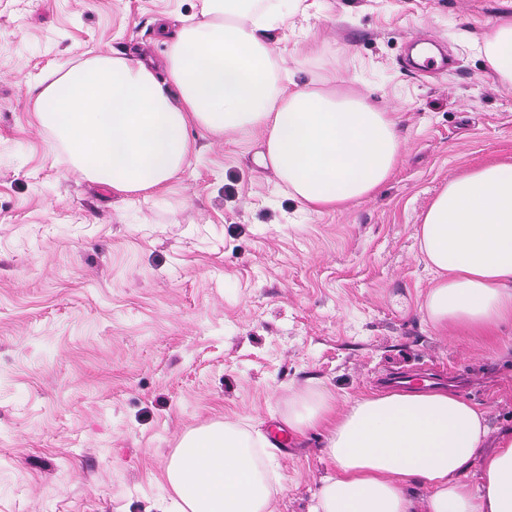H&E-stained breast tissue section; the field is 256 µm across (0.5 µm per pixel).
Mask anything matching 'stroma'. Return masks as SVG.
Returning a JSON list of instances; mask_svg holds the SVG:
<instances>
[{
    "label": "stroma",
    "mask_w": 512,
    "mask_h": 512,
    "mask_svg": "<svg viewBox=\"0 0 512 512\" xmlns=\"http://www.w3.org/2000/svg\"><path fill=\"white\" fill-rule=\"evenodd\" d=\"M273 33L298 87L338 78L397 115L400 161L370 198L304 210L258 138L191 129L198 152L149 198L90 183L34 101L58 68L162 61L165 15L202 0H0V512H162L180 439L276 432L307 380L336 403L429 366L512 430V327L442 337L416 230L449 177L512 156V86L474 38L512 0H306ZM276 512H308L321 435L285 437Z\"/></svg>",
    "instance_id": "obj_1"
}]
</instances>
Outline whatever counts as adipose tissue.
Masks as SVG:
<instances>
[{
    "label": "adipose tissue",
    "instance_id": "obj_1",
    "mask_svg": "<svg viewBox=\"0 0 512 512\" xmlns=\"http://www.w3.org/2000/svg\"><path fill=\"white\" fill-rule=\"evenodd\" d=\"M285 0H202L199 20L164 27L166 75L152 62L100 55L58 71L35 100L41 125L91 182L155 193L194 150L188 129L228 140L258 136L289 194L315 210L371 197L391 176L394 113L340 84L283 85L269 32ZM512 84V20L479 45ZM434 275L423 310L440 333L496 336L512 327V161L449 178L418 227ZM292 437L323 432L331 470L308 512H512V433L492 450L486 411L458 393H377L337 407L307 384L283 420ZM281 449L258 425L214 422L186 433L164 478L176 512H274ZM478 483L462 480L470 468Z\"/></svg>",
    "mask_w": 512,
    "mask_h": 512
}]
</instances>
